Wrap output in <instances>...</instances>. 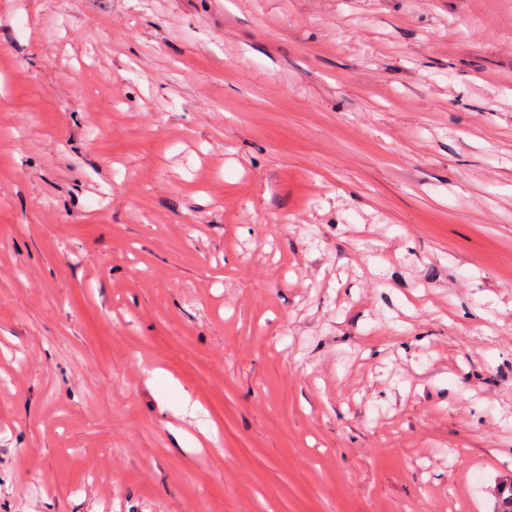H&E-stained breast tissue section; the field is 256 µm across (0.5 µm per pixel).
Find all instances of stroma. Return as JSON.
Masks as SVG:
<instances>
[{"instance_id":"obj_1","label":"stroma","mask_w":512,"mask_h":512,"mask_svg":"<svg viewBox=\"0 0 512 512\" xmlns=\"http://www.w3.org/2000/svg\"><path fill=\"white\" fill-rule=\"evenodd\" d=\"M1 27L0 512H493L512 0Z\"/></svg>"}]
</instances>
